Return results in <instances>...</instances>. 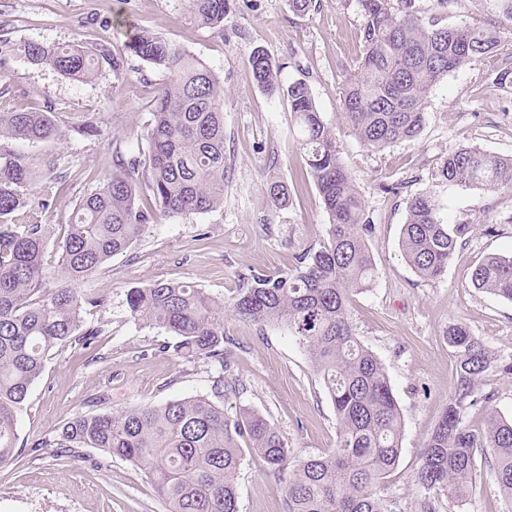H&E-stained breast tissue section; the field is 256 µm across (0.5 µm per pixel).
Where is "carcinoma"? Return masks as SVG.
Masks as SVG:
<instances>
[{
    "instance_id": "cac0c4a2",
    "label": "carcinoma",
    "mask_w": 512,
    "mask_h": 512,
    "mask_svg": "<svg viewBox=\"0 0 512 512\" xmlns=\"http://www.w3.org/2000/svg\"><path fill=\"white\" fill-rule=\"evenodd\" d=\"M467 3L471 21L439 27L424 20L416 0H358L363 54L345 80L341 104L346 125L367 148L415 140L432 87L474 61L503 64L498 84L512 89V0ZM190 5L199 24L224 26L227 0ZM126 50L168 73L153 101L148 153L141 158L116 149L112 175L81 198L62 237L50 240L42 224L9 223L34 205L35 172L22 154L9 152L0 161V464L15 456L19 419L49 353L90 346L99 336L98 329L83 328V310L101 299L81 285L126 252L158 215L206 213L224 204V88L218 77L179 45L147 31L131 33ZM24 51L31 62L75 78L91 77L103 63L115 72L124 66L107 50L80 44L33 43ZM250 65L260 87L280 89L279 68L264 51H254ZM287 95L299 130L296 147L329 218L326 237L303 250L287 273L251 274L250 286L227 302L187 282L128 290L134 321L175 336L174 352L219 366L210 394L78 414L54 440L67 456L94 448L132 463L166 512H239L237 479L246 451L285 478L284 512H399L380 486L401 456L403 415L383 364L358 339L348 313L351 296L376 281L368 247L373 224L306 82L290 84ZM57 135L49 112L0 111V141L38 143ZM437 178L512 192V157L462 147L444 158ZM143 191L152 205L138 203ZM471 232L465 219L445 222L434 197L423 193L407 202L400 247L418 276L433 281ZM50 249L58 256L52 270L45 262ZM471 282L512 302V254L485 258ZM226 310L286 330L309 352L339 423L331 453L293 465L292 450L265 417L249 409L224 412V397L241 386L239 378L224 377ZM446 336L456 386L419 455L414 482L424 496L418 512H439L432 491L466 499L481 456L500 492L512 498V420L499 416L495 392L483 388L493 373L512 374V356L491 350L462 321L449 324ZM474 409L487 412L480 430L466 423Z\"/></svg>"
}]
</instances>
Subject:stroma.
I'll return each instance as SVG.
<instances>
[{
  "mask_svg": "<svg viewBox=\"0 0 512 512\" xmlns=\"http://www.w3.org/2000/svg\"><path fill=\"white\" fill-rule=\"evenodd\" d=\"M364 17L357 0H314L303 15L288 0H230L223 28H201L188 0H0V109L53 113L60 137L39 143L6 141L40 177L32 187L44 202L36 219L51 236L70 222L76 203L111 175L117 143H142L150 104L167 81L165 70L127 55V35L147 30L202 60L224 88V204L203 214L160 219L130 249L112 259L84 288L103 306L86 308L85 327L99 329L86 348L52 351L18 424L16 459L0 464V512H165L144 474L131 463L93 448L60 455L51 444L65 420L174 397L209 393L215 369L172 349L165 332L135 322L128 289L159 280L189 282L224 298L246 286L250 274L292 269L303 249L318 245L329 222L318 190L296 150V128L282 90L306 81L323 121L336 134L341 157L364 194L374 230L368 238L377 277L353 297L349 312L358 338L381 360L403 414L402 454L381 491L415 512L422 495L413 475L419 454L454 391L455 363L446 330L454 320L492 350L512 354V302L476 290L471 274L490 255L512 253V195L462 189L439 181L437 168L467 145L512 156V91L497 85L485 62L460 68L436 84L425 124L414 141L374 152L344 124L341 92L362 55ZM104 44L123 57L115 74L102 65L88 79L32 64L28 44ZM281 71V92L269 93L249 65L253 50ZM67 179L58 190L56 178ZM282 181L288 205L264 186ZM398 183L397 194L384 185ZM432 194L446 220L467 219L473 230L435 281L420 278L399 240L407 201ZM224 349L244 390L226 399L235 413L246 406L274 423L296 458L331 452L339 425L308 352L281 328L224 316ZM42 443L39 456L29 455ZM239 512H284V485L257 458L238 477ZM444 512H512L488 469L478 472L464 502L443 501Z\"/></svg>",
  "mask_w": 512,
  "mask_h": 512,
  "instance_id": "35a3bbf8",
  "label": "stroma"
}]
</instances>
